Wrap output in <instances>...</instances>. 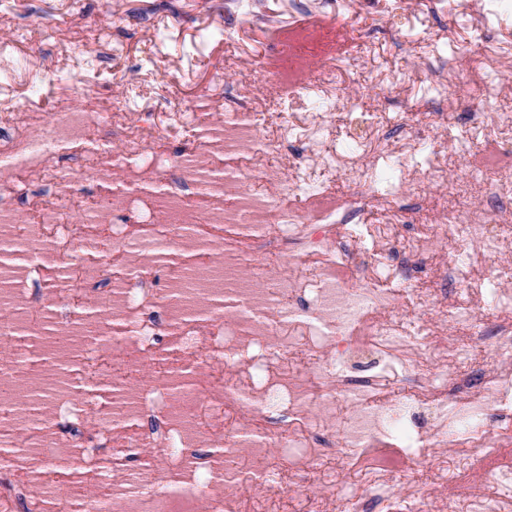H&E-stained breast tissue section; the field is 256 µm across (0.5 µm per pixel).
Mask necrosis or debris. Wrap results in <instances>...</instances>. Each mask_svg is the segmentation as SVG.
<instances>
[{
  "instance_id": "1",
  "label": "necrosis or debris",
  "mask_w": 512,
  "mask_h": 512,
  "mask_svg": "<svg viewBox=\"0 0 512 512\" xmlns=\"http://www.w3.org/2000/svg\"><path fill=\"white\" fill-rule=\"evenodd\" d=\"M293 8L195 110L156 79L158 125L90 82L44 110L56 74L16 69L13 42L50 44L77 80L117 49L83 14L0 0V512H288L317 476L356 490L305 512H512V113L483 82L512 48L458 47L396 123L403 76L380 71L339 154L327 113L288 103L315 81L351 109L352 40ZM451 72L497 129L467 158L476 199L441 143ZM420 129L440 142L423 171ZM389 160L398 190L369 197Z\"/></svg>"
}]
</instances>
